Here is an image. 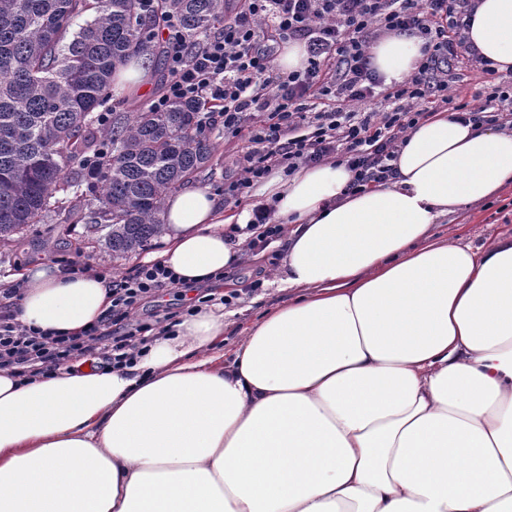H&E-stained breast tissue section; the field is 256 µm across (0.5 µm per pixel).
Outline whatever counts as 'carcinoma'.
I'll list each match as a JSON object with an SVG mask.
<instances>
[{"label":"carcinoma","mask_w":512,"mask_h":512,"mask_svg":"<svg viewBox=\"0 0 512 512\" xmlns=\"http://www.w3.org/2000/svg\"><path fill=\"white\" fill-rule=\"evenodd\" d=\"M225 9V0H156L147 18L141 0H0V242L61 206L117 259L162 233L165 197L211 156L202 103L130 112L97 134L92 114L132 56L154 63L164 54L144 26L173 14L193 46ZM84 15L90 19L73 29ZM99 136L110 154L94 175L96 205L86 211L74 167Z\"/></svg>","instance_id":"carcinoma-1"}]
</instances>
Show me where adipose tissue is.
I'll return each instance as SVG.
<instances>
[{"label": "adipose tissue", "mask_w": 512, "mask_h": 512, "mask_svg": "<svg viewBox=\"0 0 512 512\" xmlns=\"http://www.w3.org/2000/svg\"><path fill=\"white\" fill-rule=\"evenodd\" d=\"M512 70V0H478L466 33ZM421 38L370 49L386 82ZM388 184L349 195L329 161L268 177L224 210L168 197L157 261L213 285L240 261L225 225L256 206L283 224L272 283L287 303L224 353V307L172 322L133 364L0 370V512H512V234L436 237L449 212L512 184V133L436 113L407 134ZM16 321L75 336L107 281L39 263Z\"/></svg>", "instance_id": "1"}]
</instances>
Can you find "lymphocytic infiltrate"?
<instances>
[{
	"label": "lymphocytic infiltrate",
	"mask_w": 512,
	"mask_h": 512,
	"mask_svg": "<svg viewBox=\"0 0 512 512\" xmlns=\"http://www.w3.org/2000/svg\"><path fill=\"white\" fill-rule=\"evenodd\" d=\"M475 7V0H227L223 29L193 47L180 39L172 17L164 39L168 77L152 107L192 99L223 113L225 131L243 142L240 176L225 188V199L242 202L272 169L290 174L328 160L346 165L347 191L358 194L393 178L408 130L435 113L453 109L473 124L512 131V85L491 84L486 100L496 108L490 112L455 103L448 93L449 60L496 74L491 61L464 45ZM398 31L422 38L424 57L417 72L389 85L372 68L368 50ZM265 32L277 42L303 43L305 66L287 73L275 68L261 44ZM272 216V208L258 207L246 227H233V234H245L247 254L278 239L281 227ZM96 273L110 284L112 307L80 335L43 332L0 310V368L28 379L97 357L115 367L132 364L163 326L134 321V310L181 280L158 261L120 277L103 267Z\"/></svg>",
	"instance_id": "obj_1"
}]
</instances>
